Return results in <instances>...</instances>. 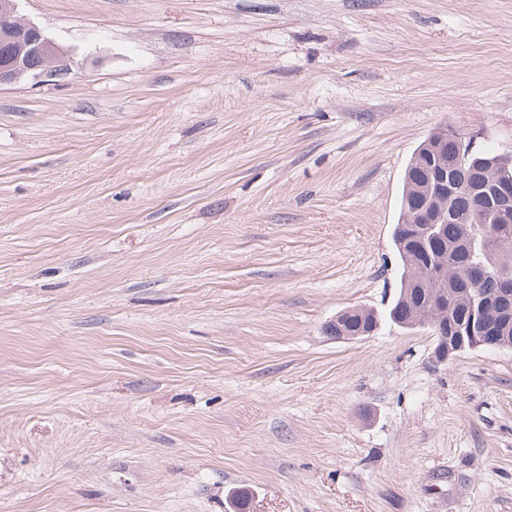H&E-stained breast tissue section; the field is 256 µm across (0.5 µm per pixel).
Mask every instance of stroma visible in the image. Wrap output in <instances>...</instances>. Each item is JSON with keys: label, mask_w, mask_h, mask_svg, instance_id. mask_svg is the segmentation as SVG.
I'll return each instance as SVG.
<instances>
[{"label": "stroma", "mask_w": 512, "mask_h": 512, "mask_svg": "<svg viewBox=\"0 0 512 512\" xmlns=\"http://www.w3.org/2000/svg\"><path fill=\"white\" fill-rule=\"evenodd\" d=\"M17 13L67 56L0 87V512H512V348L386 315L415 149L512 152V0ZM365 310L364 308L352 307L340 312L334 320L329 321L326 325L325 331L327 335L336 339H356L370 335L373 330H363L361 327L356 328L350 324L353 318L362 317ZM336 333L341 336H335Z\"/></svg>", "instance_id": "1"}]
</instances>
